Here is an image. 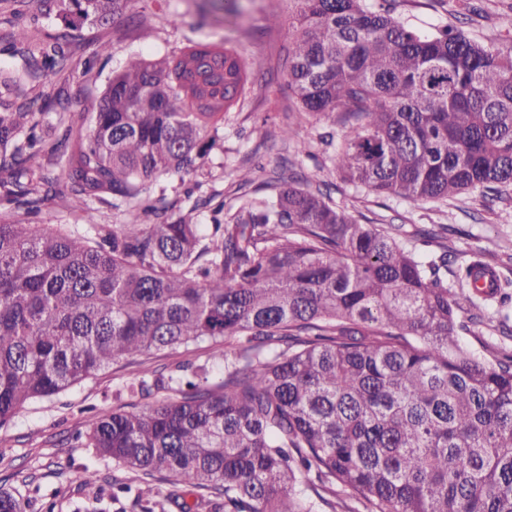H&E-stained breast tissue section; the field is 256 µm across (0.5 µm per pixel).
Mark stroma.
Instances as JSON below:
<instances>
[{
  "label": "stroma",
  "instance_id": "1",
  "mask_svg": "<svg viewBox=\"0 0 512 512\" xmlns=\"http://www.w3.org/2000/svg\"><path fill=\"white\" fill-rule=\"evenodd\" d=\"M202 0H130L123 13L107 23L74 31L73 74L53 80L25 79L12 87L10 100L34 103L44 110L43 131H52L63 112L96 111L109 78L137 55H177L202 43H224L248 70V83L238 104L224 116L219 144L209 154L198 178L163 179L149 189L157 206L188 209L191 199L217 197L234 205L240 196V176L249 173L252 196L264 195L266 182L281 167L313 176L333 203L372 224H398L403 236L416 225L444 224L448 248L457 257L488 250L487 260L502 277L512 280V223L502 217L512 211V186L495 194L476 190L446 202H410L377 195L343 183L319 142L327 127L302 114L288 88L286 67L290 44L288 19L292 0H236L232 18L200 14ZM392 13L423 33L453 24L472 39L491 46L512 28V0H391ZM147 16L144 26L131 17ZM294 138H286V131ZM70 224L85 231L83 213L61 198L43 202L30 214L11 206L0 208V222ZM204 365L219 378L221 361L209 342L161 353L120 359L109 369L49 398L30 403L0 429V488L13 492L24 512H74L77 504L100 501L104 512H141L143 501H155L168 484L144 483L135 473L116 468L111 459L79 448L74 439L97 412L117 405L143 408L147 397L130 394L127 383L146 367L177 375L178 365ZM98 471L95 487L82 485L84 469Z\"/></svg>",
  "mask_w": 512,
  "mask_h": 512
}]
</instances>
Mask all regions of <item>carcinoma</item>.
Listing matches in <instances>:
<instances>
[{
    "label": "carcinoma",
    "mask_w": 512,
    "mask_h": 512,
    "mask_svg": "<svg viewBox=\"0 0 512 512\" xmlns=\"http://www.w3.org/2000/svg\"><path fill=\"white\" fill-rule=\"evenodd\" d=\"M293 2L288 84L301 112L339 128L326 144L344 182L412 202L512 186L511 40L419 33L374 0ZM127 3L37 0L54 33L0 87L69 69L72 30ZM247 80L222 45L139 56L98 111L62 115L51 137L42 109L0 100V200L127 207L83 234L0 224V428L121 358L208 340L219 381L182 365L179 397L99 412L82 447L192 488L180 512H334L338 493L371 512H512V354L463 337L504 285L479 286L482 254L421 256L292 171L234 211L144 204L154 181L203 170ZM44 157L54 169L35 183Z\"/></svg>",
    "instance_id": "cac0c4a2"
}]
</instances>
